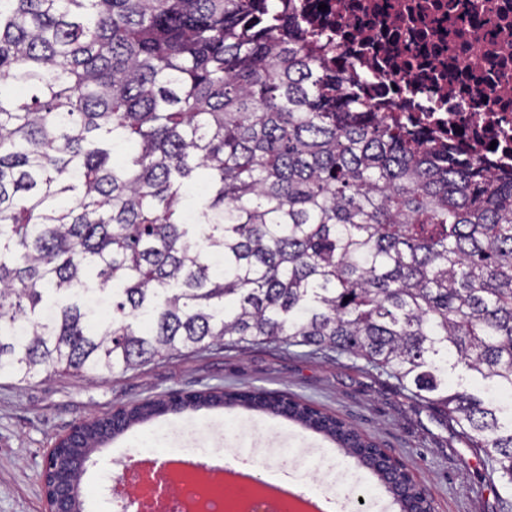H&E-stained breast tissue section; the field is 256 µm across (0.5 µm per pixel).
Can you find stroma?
Listing matches in <instances>:
<instances>
[{
  "instance_id": "stroma-1",
  "label": "stroma",
  "mask_w": 512,
  "mask_h": 512,
  "mask_svg": "<svg viewBox=\"0 0 512 512\" xmlns=\"http://www.w3.org/2000/svg\"><path fill=\"white\" fill-rule=\"evenodd\" d=\"M215 387L275 392L336 415L404 462L434 512H499L503 488L485 482L479 452L439 414L408 399L394 379L363 359L285 345L212 349L157 360L106 380L51 372L20 384L1 376L0 512H44L43 458L79 422L154 396ZM228 423L245 434L252 456L287 455L301 467L323 455L339 460L318 489L335 498V512H400L376 476L357 480L356 459L345 457L329 439L242 408L187 411L134 425L92 455L80 482L84 512H114L110 478L120 472V459L131 455L138 438L155 432L173 447H209L219 437L233 449L237 442L224 431Z\"/></svg>"
}]
</instances>
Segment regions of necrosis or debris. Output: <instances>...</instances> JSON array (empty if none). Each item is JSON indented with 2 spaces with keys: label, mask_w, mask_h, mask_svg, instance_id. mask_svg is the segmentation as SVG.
<instances>
[{
  "label": "necrosis or debris",
  "mask_w": 512,
  "mask_h": 512,
  "mask_svg": "<svg viewBox=\"0 0 512 512\" xmlns=\"http://www.w3.org/2000/svg\"><path fill=\"white\" fill-rule=\"evenodd\" d=\"M365 101L491 164L512 158V0H289Z\"/></svg>",
  "instance_id": "necrosis-or-debris-1"
}]
</instances>
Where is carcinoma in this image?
<instances>
[{
	"mask_svg": "<svg viewBox=\"0 0 512 512\" xmlns=\"http://www.w3.org/2000/svg\"><path fill=\"white\" fill-rule=\"evenodd\" d=\"M353 79L279 0H0V375L331 350L395 379L512 486V166L373 111ZM224 406L359 450L416 512L357 431L264 392L124 408L92 447Z\"/></svg>",
	"mask_w": 512,
	"mask_h": 512,
	"instance_id": "1",
	"label": "carcinoma"
}]
</instances>
